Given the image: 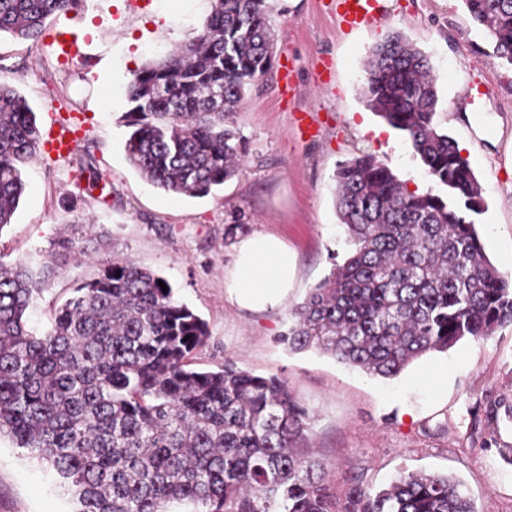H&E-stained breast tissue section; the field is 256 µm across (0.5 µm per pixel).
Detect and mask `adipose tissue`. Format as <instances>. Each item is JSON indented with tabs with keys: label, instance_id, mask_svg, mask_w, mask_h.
I'll list each match as a JSON object with an SVG mask.
<instances>
[{
	"label": "adipose tissue",
	"instance_id": "obj_1",
	"mask_svg": "<svg viewBox=\"0 0 512 512\" xmlns=\"http://www.w3.org/2000/svg\"><path fill=\"white\" fill-rule=\"evenodd\" d=\"M294 270L293 256L279 237L256 234L239 243L227 286L241 307H274L287 296Z\"/></svg>",
	"mask_w": 512,
	"mask_h": 512
}]
</instances>
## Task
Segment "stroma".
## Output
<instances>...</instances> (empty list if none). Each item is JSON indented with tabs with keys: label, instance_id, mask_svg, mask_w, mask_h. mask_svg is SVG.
<instances>
[{
	"label": "stroma",
	"instance_id": "1",
	"mask_svg": "<svg viewBox=\"0 0 512 512\" xmlns=\"http://www.w3.org/2000/svg\"><path fill=\"white\" fill-rule=\"evenodd\" d=\"M214 0H87L82 15L49 18L39 40L0 37V80L30 103L39 127L51 114L79 124L74 155H41L23 172L26 190L12 224L0 230V261L28 262L54 252L75 231L98 244L70 261L34 296L30 328H50L54 304L76 281L115 257L164 278L175 299L208 326L192 366L231 363L283 377L310 412L308 443L336 493L356 478L370 491L403 471L458 478L476 512H512V422L474 424V413L512 397V325L485 339L414 361L388 380L283 340L291 310L348 253L335 211L341 162L369 153L411 191L432 182L406 138L374 115L360 94L369 51L393 32L426 53L440 97L436 120L471 163L485 202L474 218L489 259L512 278V65L493 60V37L462 0H389L377 24L340 26L334 0H269L275 60L233 126L244 165L215 194L189 198L149 184L128 162L118 119L132 70L166 55L201 28ZM77 36L82 56L58 63L60 32ZM94 166L105 188L90 186ZM280 237L295 258L284 302L262 311L238 307L225 281L238 242ZM0 512H70L46 464L0 437Z\"/></svg>",
	"mask_w": 512,
	"mask_h": 512
}]
</instances>
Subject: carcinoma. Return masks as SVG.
Returning a JSON list of instances; mask_svg holds the SVG:
<instances>
[{
    "instance_id": "obj_1",
    "label": "carcinoma",
    "mask_w": 512,
    "mask_h": 512,
    "mask_svg": "<svg viewBox=\"0 0 512 512\" xmlns=\"http://www.w3.org/2000/svg\"><path fill=\"white\" fill-rule=\"evenodd\" d=\"M77 0H0V36L37 39ZM512 65V0H463ZM273 66L267 0H215L201 30L131 73L121 121L130 165L154 187L204 197L240 170L229 125ZM362 96L403 133L435 187L410 192L371 154L336 171V213L350 251L292 311L284 336L383 378L414 360L512 325V283L487 257L471 216L484 210L468 158L436 121L429 57L395 35L374 47ZM35 112L0 82V229L25 191L21 167L40 152ZM36 265L0 262V436L47 462L72 512H475L449 475L401 472L373 493L340 498L305 447L308 411L277 376L226 364L191 368L207 323L160 277L127 259L70 289L51 328L26 312L67 258L69 239ZM512 421V400L485 409Z\"/></svg>"
}]
</instances>
